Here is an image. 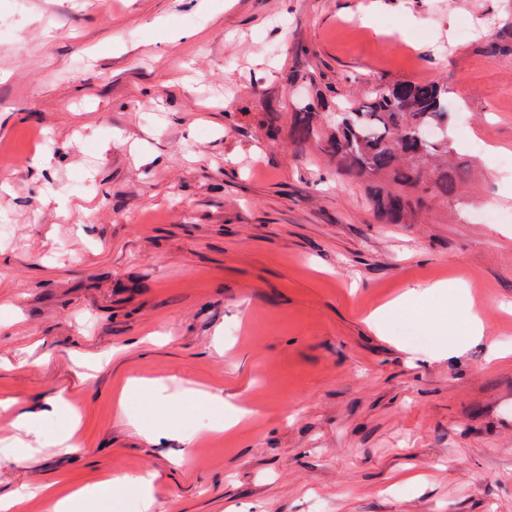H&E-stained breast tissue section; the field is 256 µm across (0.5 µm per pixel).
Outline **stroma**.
Here are the masks:
<instances>
[{
	"label": "stroma",
	"mask_w": 512,
	"mask_h": 512,
	"mask_svg": "<svg viewBox=\"0 0 512 512\" xmlns=\"http://www.w3.org/2000/svg\"><path fill=\"white\" fill-rule=\"evenodd\" d=\"M368 2L0 0V400L81 415L0 494L150 467L152 512H512V0ZM401 80L447 86L473 175L380 224L288 114ZM472 307L460 348L425 324ZM128 376L167 379L170 437L116 414Z\"/></svg>",
	"instance_id": "35a3bbf8"
}]
</instances>
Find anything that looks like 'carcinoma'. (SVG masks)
Masks as SVG:
<instances>
[{"label":"carcinoma","mask_w":512,"mask_h":512,"mask_svg":"<svg viewBox=\"0 0 512 512\" xmlns=\"http://www.w3.org/2000/svg\"><path fill=\"white\" fill-rule=\"evenodd\" d=\"M288 135L363 187L380 224H406L433 201H453L468 176L448 146V90L432 82L398 81L367 102L342 100L332 114L324 99H309Z\"/></svg>","instance_id":"obj_1"}]
</instances>
